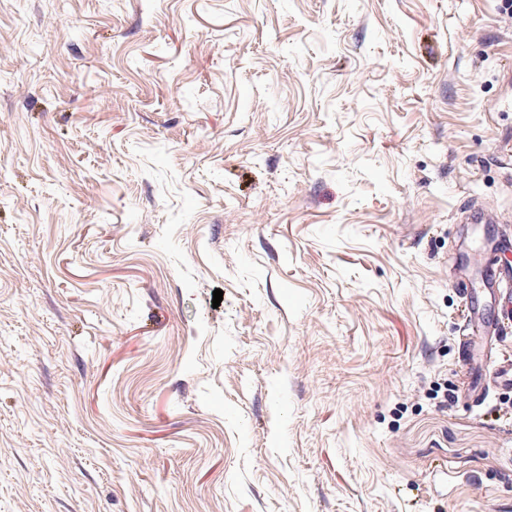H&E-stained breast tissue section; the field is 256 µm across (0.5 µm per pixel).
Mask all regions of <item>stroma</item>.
Here are the masks:
<instances>
[{
  "mask_svg": "<svg viewBox=\"0 0 512 512\" xmlns=\"http://www.w3.org/2000/svg\"><path fill=\"white\" fill-rule=\"evenodd\" d=\"M499 12L0 0V512H512ZM460 293L465 295L468 301L466 324L470 330L469 334L482 335L499 329V321L491 320L486 313V309L478 305L477 288L473 284L466 283L464 288H460Z\"/></svg>",
  "mask_w": 512,
  "mask_h": 512,
  "instance_id": "obj_1",
  "label": "stroma"
}]
</instances>
